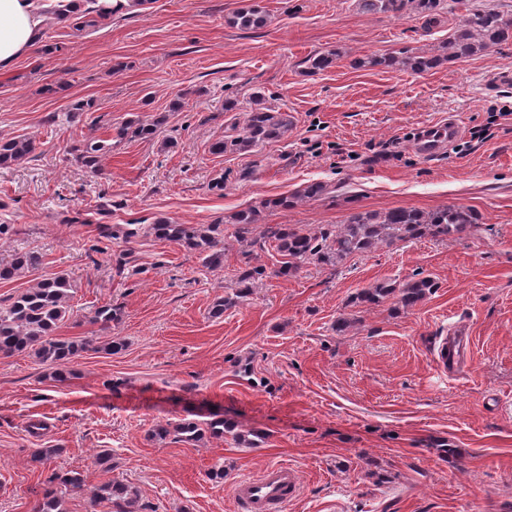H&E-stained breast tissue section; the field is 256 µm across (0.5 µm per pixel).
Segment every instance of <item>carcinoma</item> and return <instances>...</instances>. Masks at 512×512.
<instances>
[{
    "label": "carcinoma",
    "mask_w": 512,
    "mask_h": 512,
    "mask_svg": "<svg viewBox=\"0 0 512 512\" xmlns=\"http://www.w3.org/2000/svg\"><path fill=\"white\" fill-rule=\"evenodd\" d=\"M360 10L368 15L403 17L412 12L429 25L448 11H462L457 23L448 33L447 53L420 55L407 49L384 54H370L351 60L355 68L378 70H407L414 73L435 68L444 61L467 59L512 43V15H504L495 9H477L469 6V0H357ZM117 9L107 10L98 5V0H85L83 6L73 7L71 0H58L47 12L49 18L66 19L77 31H96L112 22ZM268 15L258 5L248 6L235 12L228 23L242 29H257L265 26ZM341 53L331 51L307 57L303 64L306 72L317 74L333 67ZM254 107L247 112L243 124L233 123L224 131V136L210 144L214 155L247 153L253 147L281 139L291 126L287 112L276 110L263 103L264 95L255 91L251 96ZM96 111L95 100L79 99L72 102L66 111L55 113L50 122L57 126H72L83 121V117ZM169 113L159 112L149 119L132 117L116 125L112 116L101 114L91 124H101L114 131L116 142L156 139L167 125ZM37 143L33 137H1L0 168H9L36 157ZM112 151V144L94 137L85 138L69 149L72 161L78 166L98 173L103 160ZM328 194V186L320 181L306 184L291 195L268 199L258 206L235 212L229 223L236 226L235 240L244 255L245 267L238 271L237 289L232 296L218 300L212 314L219 317L224 311L236 306L238 300L247 297L251 285L267 276L266 267L251 264L257 250L270 247L281 257L279 267L272 271L275 276H288L304 264L336 267L347 258L367 253L380 247H391L399 242L421 238L441 240L454 239L479 223V216L472 209L450 204L433 211L417 208H395L387 211H371L360 207L351 209L346 220L330 228L303 231L290 224H265L259 235H253L255 224L261 220L266 209H288L300 203L316 200ZM103 237L121 239L129 243L139 237H153L174 243L197 257L210 268L223 263V222L212 224H176L159 219L143 226L141 224H107ZM43 264L36 251L17 253L8 264H0V280L6 281L38 271ZM437 283L429 277L411 279L406 282L384 281L361 290L356 296L360 305L369 308L379 306L394 298L404 309L415 307L427 295L434 292ZM73 288L70 280L53 274L40 276L36 282L6 303H0V356L11 357L19 353L33 355L40 363L55 371L52 378L62 382L70 375L69 367L75 364L82 353L95 351L93 340L59 339L54 336L59 325L73 315L71 301ZM122 308L112 304L97 307L89 321L102 330L112 328L121 320ZM234 429V424L222 417L213 418L201 425L183 420L172 426H159L152 437L162 438L171 433L184 442H197L205 435L222 438ZM87 476L78 470L51 469L42 481L41 497L35 512H66L65 494L81 490L86 486ZM92 502H106L112 512H137L136 497L130 487L118 479H110L94 487Z\"/></svg>",
    "instance_id": "cac0c4a2"
}]
</instances>
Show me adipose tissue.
I'll return each instance as SVG.
<instances>
[{"label": "adipose tissue", "instance_id": "adipose-tissue-1", "mask_svg": "<svg viewBox=\"0 0 512 512\" xmlns=\"http://www.w3.org/2000/svg\"><path fill=\"white\" fill-rule=\"evenodd\" d=\"M48 0H0V70L35 48Z\"/></svg>", "mask_w": 512, "mask_h": 512}]
</instances>
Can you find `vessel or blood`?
Instances as JSON below:
<instances>
[{
    "label": "vessel or blood",
    "mask_w": 512,
    "mask_h": 512,
    "mask_svg": "<svg viewBox=\"0 0 512 512\" xmlns=\"http://www.w3.org/2000/svg\"><path fill=\"white\" fill-rule=\"evenodd\" d=\"M300 480L295 468L285 463L267 466L255 477L240 479L233 497L242 512H281L299 493Z\"/></svg>",
    "instance_id": "b4317fda"
}]
</instances>
